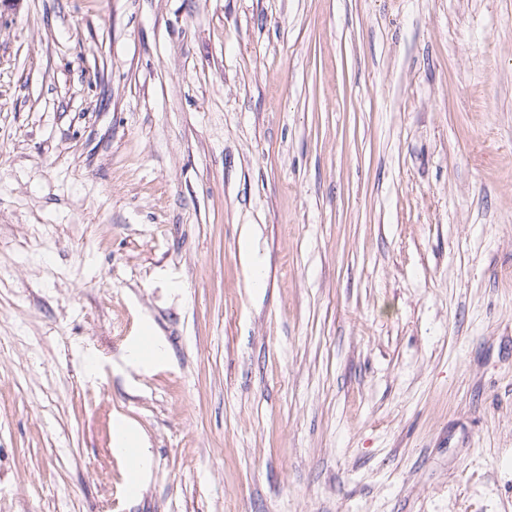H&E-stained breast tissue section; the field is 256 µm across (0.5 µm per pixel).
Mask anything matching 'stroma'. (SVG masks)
<instances>
[{"label":"stroma","instance_id":"stroma-1","mask_svg":"<svg viewBox=\"0 0 512 512\" xmlns=\"http://www.w3.org/2000/svg\"><path fill=\"white\" fill-rule=\"evenodd\" d=\"M0 512H512V0H0ZM239 253L242 260L248 265L250 273V281L253 287L257 288L261 285V266L253 256L252 242L248 234L241 237L239 241Z\"/></svg>","mask_w":512,"mask_h":512}]
</instances>
